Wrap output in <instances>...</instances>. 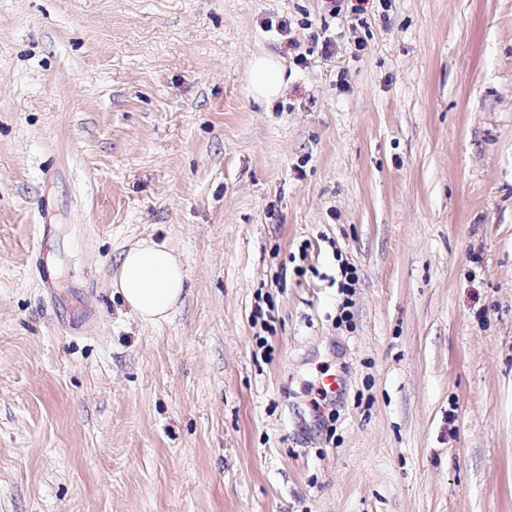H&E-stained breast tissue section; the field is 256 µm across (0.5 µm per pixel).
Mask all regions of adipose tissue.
Instances as JSON below:
<instances>
[{
    "label": "adipose tissue",
    "mask_w": 512,
    "mask_h": 512,
    "mask_svg": "<svg viewBox=\"0 0 512 512\" xmlns=\"http://www.w3.org/2000/svg\"><path fill=\"white\" fill-rule=\"evenodd\" d=\"M249 97L275 102L288 83L285 66L267 53L253 55L245 71ZM186 272L180 259L163 243L144 240L125 252L112 286L131 313L146 323H159L180 303Z\"/></svg>",
    "instance_id": "adipose-tissue-1"
}]
</instances>
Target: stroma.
Wrapping results in <instances>:
<instances>
[{
    "mask_svg": "<svg viewBox=\"0 0 512 512\" xmlns=\"http://www.w3.org/2000/svg\"><path fill=\"white\" fill-rule=\"evenodd\" d=\"M330 10L0 0V512H512V0ZM248 96L256 102L272 104L286 85L288 76L280 59L267 53L252 56L245 71ZM185 281L182 262L165 243L143 240L122 255L112 288L137 319L155 324L180 303Z\"/></svg>",
    "mask_w": 512,
    "mask_h": 512,
    "instance_id": "1",
    "label": "stroma"
}]
</instances>
